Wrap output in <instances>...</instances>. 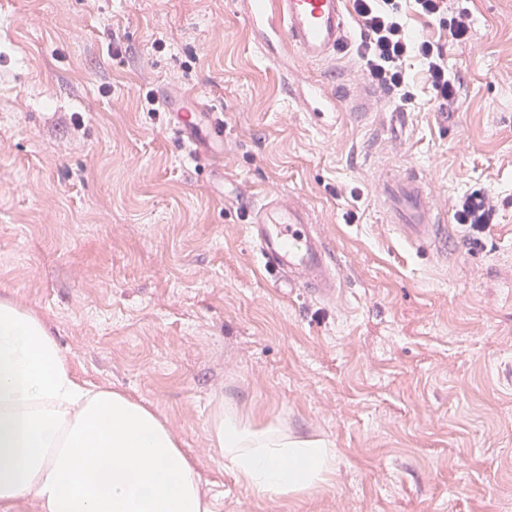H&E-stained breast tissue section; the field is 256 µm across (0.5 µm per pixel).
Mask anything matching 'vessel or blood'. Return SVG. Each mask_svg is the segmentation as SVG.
Instances as JSON below:
<instances>
[{"label": "vessel or blood", "mask_w": 512, "mask_h": 512, "mask_svg": "<svg viewBox=\"0 0 512 512\" xmlns=\"http://www.w3.org/2000/svg\"><path fill=\"white\" fill-rule=\"evenodd\" d=\"M347 0H244V18L267 61H281L293 50L310 63L334 60L351 42ZM306 111L324 118L344 110L368 112L377 100L369 86L349 88L345 98L311 80L298 90ZM173 132L195 147L220 144L226 126L218 110L179 113ZM377 196L397 233L415 245L441 250L448 238L446 210L419 171H382ZM240 214L247 236L275 292L282 297L302 293L329 302L338 291L336 264L318 225L294 196L270 197L244 206Z\"/></svg>", "instance_id": "1"}]
</instances>
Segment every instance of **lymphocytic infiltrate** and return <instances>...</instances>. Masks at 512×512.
I'll return each instance as SVG.
<instances>
[{"instance_id": "obj_1", "label": "lymphocytic infiltrate", "mask_w": 512, "mask_h": 512, "mask_svg": "<svg viewBox=\"0 0 512 512\" xmlns=\"http://www.w3.org/2000/svg\"><path fill=\"white\" fill-rule=\"evenodd\" d=\"M401 0H353V9L361 32L356 53L362 62L363 74L369 82L401 94L402 105H411L414 98L409 77L403 66L408 56L418 57L426 80L435 93L439 108L455 111L460 103L461 83L448 70V60L441 46L415 39L406 29ZM414 9L439 22L452 41L463 43L471 32L470 12L459 7L449 14L448 0H412ZM494 211L485 189L473 190L453 210L455 223L467 226L470 237L485 233L493 221Z\"/></svg>"}]
</instances>
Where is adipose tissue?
<instances>
[{
  "label": "adipose tissue",
  "mask_w": 512,
  "mask_h": 512,
  "mask_svg": "<svg viewBox=\"0 0 512 512\" xmlns=\"http://www.w3.org/2000/svg\"><path fill=\"white\" fill-rule=\"evenodd\" d=\"M215 447L258 498L295 496L325 482L335 449L255 426L233 413L210 422ZM39 512H216L189 459L155 410L71 372L43 320L0 300V507Z\"/></svg>",
  "instance_id": "adipose-tissue-1"
}]
</instances>
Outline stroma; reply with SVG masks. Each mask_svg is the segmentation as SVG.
<instances>
[{
	"label": "stroma",
	"instance_id": "stroma-1",
	"mask_svg": "<svg viewBox=\"0 0 512 512\" xmlns=\"http://www.w3.org/2000/svg\"><path fill=\"white\" fill-rule=\"evenodd\" d=\"M462 81L439 111L407 69L409 126L294 102L310 77L362 80L355 49L267 62L234 0H0V298L44 320L79 381L164 417L220 512H503L512 508V0H469ZM221 110L209 152L173 147L161 97ZM422 170L446 205L490 189L482 246L448 227L440 261L379 205V164ZM310 209L343 288L335 305L272 291L239 205ZM323 439L336 469L296 498H257L224 467L218 406Z\"/></svg>",
	"mask_w": 512,
	"mask_h": 512
}]
</instances>
